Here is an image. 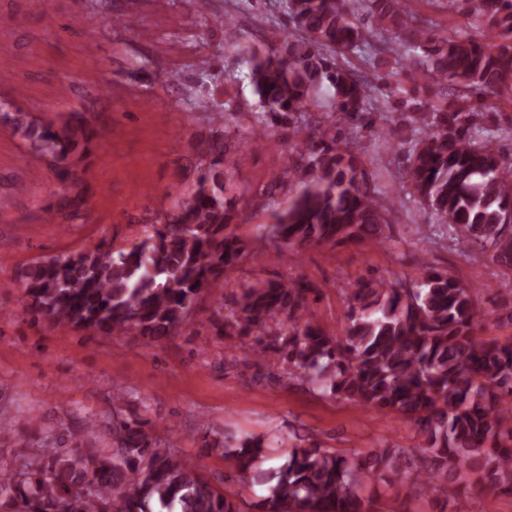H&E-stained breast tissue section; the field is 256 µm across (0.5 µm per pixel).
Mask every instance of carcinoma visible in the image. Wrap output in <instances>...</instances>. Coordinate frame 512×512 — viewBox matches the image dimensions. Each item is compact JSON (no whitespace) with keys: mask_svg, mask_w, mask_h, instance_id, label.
I'll return each instance as SVG.
<instances>
[{"mask_svg":"<svg viewBox=\"0 0 512 512\" xmlns=\"http://www.w3.org/2000/svg\"><path fill=\"white\" fill-rule=\"evenodd\" d=\"M365 13L400 27L402 54L419 61L397 83L408 124L421 125L409 150L405 196L427 207L455 250L492 252L512 273V162L498 145L501 128L475 124L479 103L512 88V0H448L483 30L482 36L437 39L401 0H363ZM300 39L286 54L255 56L250 79L265 111L247 135L249 148L286 143L280 184L298 195L263 225L261 237L284 249L325 243L390 241L387 208L371 183L356 143L338 139L343 126L376 129L367 108L377 74L348 69L354 48L381 37L363 31L348 0H283ZM327 80L334 110L306 111L310 88ZM13 131L30 150L57 166V201L44 207L79 209L83 170L98 133L76 115L59 124L17 110ZM224 129L198 145L209 159L190 197L160 215L145 239L114 251L99 245L26 266L19 274L33 319L93 335L133 333L153 340L187 327L195 297L228 270L254 257L231 229L224 174ZM421 252L417 280L370 278L346 291L345 334L321 328L309 306L313 287L270 279L244 288L231 305L214 306L221 336H252L246 353L281 365L336 400L406 418L424 437L418 448L383 446L361 455L324 448L288 451L260 512H391L366 490L400 478L448 490L476 486L512 497V339L476 335L483 311L475 291ZM85 419L83 438L61 425L34 442L15 440L0 418V443L13 442L18 464L0 467V512H241L232 493L215 487L199 464L182 461L173 445L141 418L112 424V447ZM39 451L30 453L27 448ZM268 445L261 437L212 447L231 462L224 480L255 481Z\"/></svg>","mask_w":512,"mask_h":512,"instance_id":"cac0c4a2","label":"carcinoma"}]
</instances>
